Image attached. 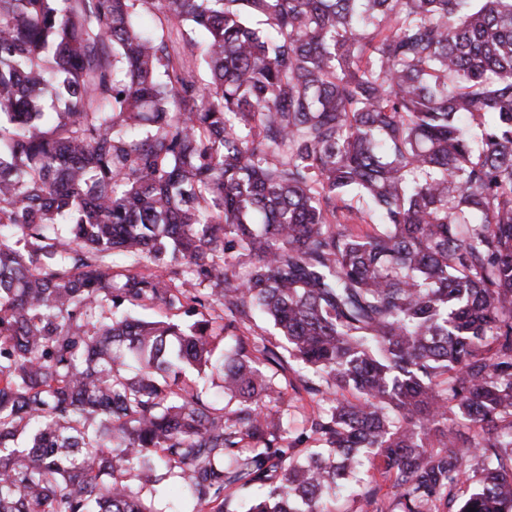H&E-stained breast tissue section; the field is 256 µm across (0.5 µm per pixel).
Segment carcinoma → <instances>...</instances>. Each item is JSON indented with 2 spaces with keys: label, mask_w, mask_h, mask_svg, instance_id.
Listing matches in <instances>:
<instances>
[{
  "label": "carcinoma",
  "mask_w": 512,
  "mask_h": 512,
  "mask_svg": "<svg viewBox=\"0 0 512 512\" xmlns=\"http://www.w3.org/2000/svg\"><path fill=\"white\" fill-rule=\"evenodd\" d=\"M167 476L512 512V0H0V512ZM237 334H243L249 338L250 343L256 342L258 345H262L261 338L265 339V344L269 345L268 341L276 343V337L273 336L272 328L261 319H252L246 322L245 326H241L240 331ZM287 375L288 389H285L287 378H284L282 372L279 371L274 377L276 384L286 394L283 398L270 399L265 403V408L268 413L281 417L286 432L283 433L285 440L280 441V444L285 447L288 445V453L299 457L305 454L306 448H313L315 445V442L309 439L308 420L319 411L322 412L326 404L318 398L312 400L303 390L295 388L299 385L294 373L288 371Z\"/></svg>",
  "instance_id": "obj_1"
}]
</instances>
